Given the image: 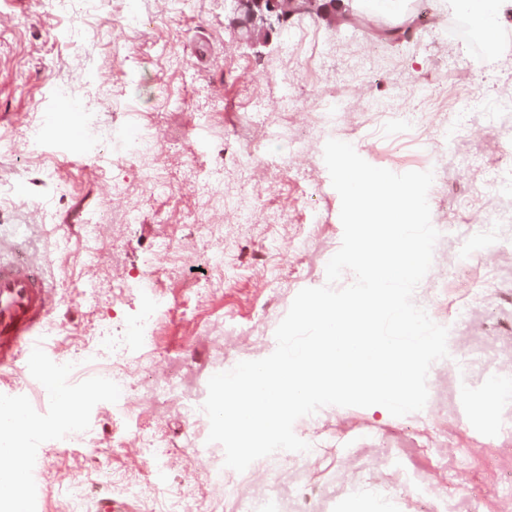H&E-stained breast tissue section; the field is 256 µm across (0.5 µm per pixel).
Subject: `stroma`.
I'll return each instance as SVG.
<instances>
[{
	"instance_id": "1",
	"label": "stroma",
	"mask_w": 512,
	"mask_h": 512,
	"mask_svg": "<svg viewBox=\"0 0 512 512\" xmlns=\"http://www.w3.org/2000/svg\"><path fill=\"white\" fill-rule=\"evenodd\" d=\"M132 10L152 25L128 23ZM239 15L237 0H88L71 14L54 0H0V249L26 247L45 262L59 338L43 363L80 347L111 360L108 330L158 310L151 347L126 343L124 416L98 408L78 448L55 447L52 418L41 420L38 512H70L74 484L82 512L105 500L114 512H353L360 501L366 512H512V395L487 424L468 420L491 376L512 384V197L489 182L512 169V112L492 122L470 109L472 93L491 103L512 91V0L490 51L435 0H408L401 17L373 0H328L322 15L251 36ZM393 28L407 37L386 41ZM61 85L93 110L84 148L70 144ZM426 85L432 96L416 95ZM465 108L471 133L450 141ZM405 111L423 113L422 124L401 123ZM125 127L155 152L132 157L116 140L97 150ZM332 138L398 174L439 172L428 194L439 238L413 301L448 325L449 356L429 370L425 410L326 406L294 424L307 457L227 470L221 445L194 447L208 436L206 414L188 419L153 391L175 373L206 397L217 367L270 355L295 295L325 285L343 236L323 159ZM241 146L265 164L225 162ZM116 183L125 196H113ZM99 207L110 220L90 243L79 226ZM240 211L251 223H238ZM497 213L509 217L502 245L472 243L473 226ZM149 271L146 291L138 282ZM150 447L169 451L162 491ZM219 467L220 485L207 478ZM124 480L139 498L121 494Z\"/></svg>"
}]
</instances>
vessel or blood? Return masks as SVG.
<instances>
[{"mask_svg":"<svg viewBox=\"0 0 512 512\" xmlns=\"http://www.w3.org/2000/svg\"><path fill=\"white\" fill-rule=\"evenodd\" d=\"M54 295L45 278L44 263L30 251L0 258V365L14 363L18 349L32 358L42 355L38 334L48 317Z\"/></svg>","mask_w":512,"mask_h":512,"instance_id":"1","label":"vessel or blood"}]
</instances>
